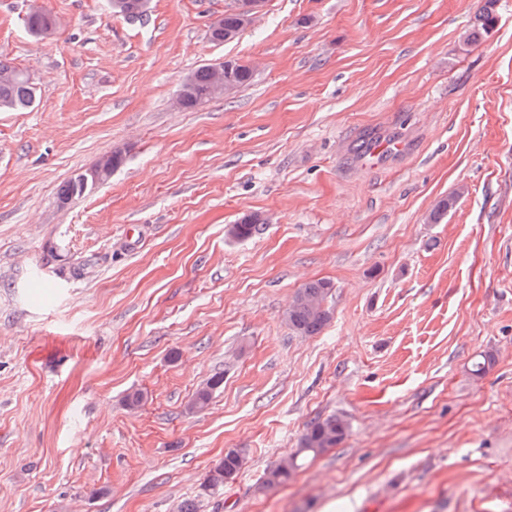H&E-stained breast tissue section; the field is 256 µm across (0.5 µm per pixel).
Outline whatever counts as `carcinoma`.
Wrapping results in <instances>:
<instances>
[{"label":"carcinoma","instance_id":"cac0c4a2","mask_svg":"<svg viewBox=\"0 0 512 512\" xmlns=\"http://www.w3.org/2000/svg\"><path fill=\"white\" fill-rule=\"evenodd\" d=\"M497 0H485V4L465 36L464 41L472 43L480 36L488 33L496 24L494 5ZM52 14L48 11L31 13L27 19L28 30L31 34L39 36L48 28ZM241 32L239 15L228 9L224 11L223 27L212 28L210 38L214 42L222 43L225 39H235ZM0 72L13 74L8 83H0V110H22L30 107L35 99L36 87L26 77L25 71L11 66L8 62L0 60ZM210 72L209 68L202 66L194 71L193 90L188 97L186 107L194 108L210 100ZM264 229L257 216H247L237 225V239L246 240L260 234ZM333 284L326 280L312 281L298 289L293 301L287 310L286 322L295 333L311 336L320 332L330 319L326 307L327 297L330 295ZM223 383L219 374L212 376L206 386L200 388L188 405V411L198 412L205 409L214 391ZM348 430L346 421L340 416H329L322 420L312 422L300 439V448L283 462L270 471L266 484L270 487L288 482V479L299 468V462L307 456H316L329 448L338 445ZM243 464L241 455L236 451H229L207 474L206 486L210 489L222 488L237 477Z\"/></svg>","mask_w":512,"mask_h":512}]
</instances>
